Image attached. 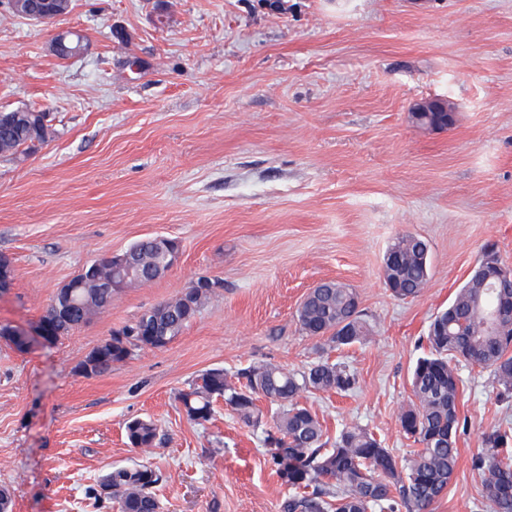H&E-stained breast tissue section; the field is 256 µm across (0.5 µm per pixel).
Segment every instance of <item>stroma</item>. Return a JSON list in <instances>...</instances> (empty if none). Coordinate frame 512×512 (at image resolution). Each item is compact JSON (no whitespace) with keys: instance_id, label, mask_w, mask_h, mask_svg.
Segmentation results:
<instances>
[{"instance_id":"obj_1","label":"stroma","mask_w":512,"mask_h":512,"mask_svg":"<svg viewBox=\"0 0 512 512\" xmlns=\"http://www.w3.org/2000/svg\"><path fill=\"white\" fill-rule=\"evenodd\" d=\"M67 30L83 47L62 59L50 43ZM429 96L455 104L453 128L412 123ZM21 106L45 112L52 136L0 157V254L15 270L0 327L36 323L86 265L140 239L182 250L56 343L0 340V487L14 512H117L100 477L142 464L163 476L160 512H279L288 490L264 426L220 398L195 422L179 401L216 368L233 380L264 362L342 363L354 391L299 398L326 437L357 425L412 453L399 413L432 319L486 246L512 265V0H71L53 24L0 5V111ZM407 234L428 244L431 272L399 300L383 258ZM200 276L222 286L168 345L79 372L112 331ZM322 280L356 290L366 341L299 331ZM458 373L468 426L433 512H489L471 460L512 405L490 370ZM133 419L154 422L155 447L129 444Z\"/></svg>"}]
</instances>
